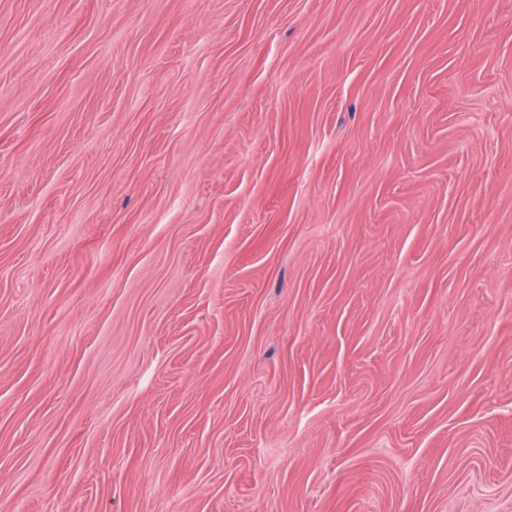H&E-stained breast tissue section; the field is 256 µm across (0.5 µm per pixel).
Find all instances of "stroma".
I'll return each instance as SVG.
<instances>
[{
  "label": "stroma",
  "instance_id": "obj_1",
  "mask_svg": "<svg viewBox=\"0 0 512 512\" xmlns=\"http://www.w3.org/2000/svg\"><path fill=\"white\" fill-rule=\"evenodd\" d=\"M0 512H512V0H0Z\"/></svg>",
  "mask_w": 512,
  "mask_h": 512
}]
</instances>
